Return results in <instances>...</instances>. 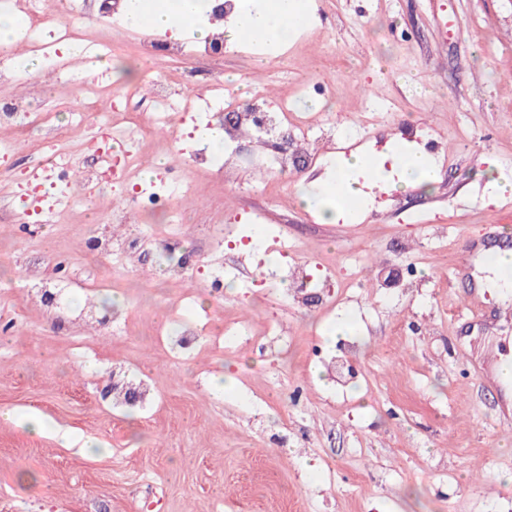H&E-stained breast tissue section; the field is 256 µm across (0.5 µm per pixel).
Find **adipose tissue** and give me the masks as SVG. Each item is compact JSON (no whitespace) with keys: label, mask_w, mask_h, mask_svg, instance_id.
Masks as SVG:
<instances>
[{"label":"adipose tissue","mask_w":512,"mask_h":512,"mask_svg":"<svg viewBox=\"0 0 512 512\" xmlns=\"http://www.w3.org/2000/svg\"><path fill=\"white\" fill-rule=\"evenodd\" d=\"M207 0H125L126 20L132 27H140L150 20L152 27L179 33L196 28L199 39H207L209 32L197 28L199 14ZM309 25V14L304 0H258L255 7L239 9L228 30L229 38L254 36L265 44H285ZM368 173L373 185L386 190L409 187H428L438 180L436 165L425 150L402 142L394 143L387 152L374 157L354 155L337 160L335 174L329 179H318L301 188V199L319 209L327 219L335 220L351 205L366 206V196L357 188L359 173Z\"/></svg>","instance_id":"obj_1"}]
</instances>
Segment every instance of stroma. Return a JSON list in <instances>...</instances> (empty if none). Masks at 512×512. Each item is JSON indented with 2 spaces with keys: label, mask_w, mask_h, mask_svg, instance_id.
<instances>
[{
  "label": "stroma",
  "mask_w": 512,
  "mask_h": 512,
  "mask_svg": "<svg viewBox=\"0 0 512 512\" xmlns=\"http://www.w3.org/2000/svg\"><path fill=\"white\" fill-rule=\"evenodd\" d=\"M307 3L314 25L285 45L144 57L128 26L92 76L46 63L22 85L0 77V97L35 118L0 126V408L19 413L0 420V512H512V385L498 372L512 298L460 265L487 233L512 239V190L491 186L512 182V0ZM160 85L179 101L220 94L228 111L288 101L304 167L262 164L244 132L223 177L197 168L178 204L180 276L132 250L163 218L130 209L133 184L186 168L202 146L179 111L149 133L134 183L85 195L73 182L67 223L18 224L26 168L61 144L74 174L90 172L80 131L108 111L138 134ZM406 127L434 148L432 188L370 189L367 209L332 224L299 203V173L326 176L338 152L383 151ZM218 216L240 236L258 224L287 238V253L246 257L211 293L239 253L213 237ZM103 232L128 253H89ZM319 264L330 286L308 308L284 270ZM50 280L52 306L36 295ZM344 340L357 344L345 387ZM122 383L144 400L114 399ZM89 442L99 453H80Z\"/></svg>",
  "instance_id": "35a3bbf8"
}]
</instances>
